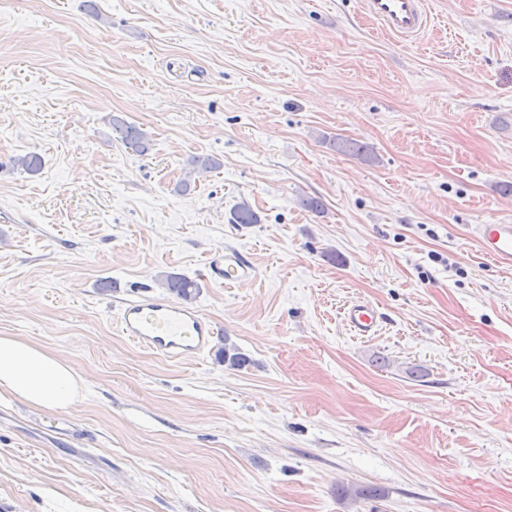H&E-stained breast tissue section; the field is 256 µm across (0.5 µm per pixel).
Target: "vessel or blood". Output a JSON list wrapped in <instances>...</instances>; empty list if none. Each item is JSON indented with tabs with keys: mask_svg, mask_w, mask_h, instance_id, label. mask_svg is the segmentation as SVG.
<instances>
[{
	"mask_svg": "<svg viewBox=\"0 0 512 512\" xmlns=\"http://www.w3.org/2000/svg\"><path fill=\"white\" fill-rule=\"evenodd\" d=\"M362 8L382 32L402 43L421 41L431 29L425 0H362ZM478 241L484 257L512 266V223L479 225ZM254 273L252 263L234 251L215 252L207 266L209 279L224 283L245 282ZM344 318L357 335L368 336L380 315L371 304L358 302L347 306ZM118 324L135 346L173 361L206 355L220 334L217 324L199 310L163 296L124 302Z\"/></svg>",
	"mask_w": 512,
	"mask_h": 512,
	"instance_id": "obj_1",
	"label": "vessel or blood"
}]
</instances>
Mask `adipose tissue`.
Masks as SVG:
<instances>
[{"label":"adipose tissue","mask_w":512,"mask_h":512,"mask_svg":"<svg viewBox=\"0 0 512 512\" xmlns=\"http://www.w3.org/2000/svg\"><path fill=\"white\" fill-rule=\"evenodd\" d=\"M87 394L85 379L66 357L21 337L0 335V399L72 412Z\"/></svg>","instance_id":"obj_1"}]
</instances>
